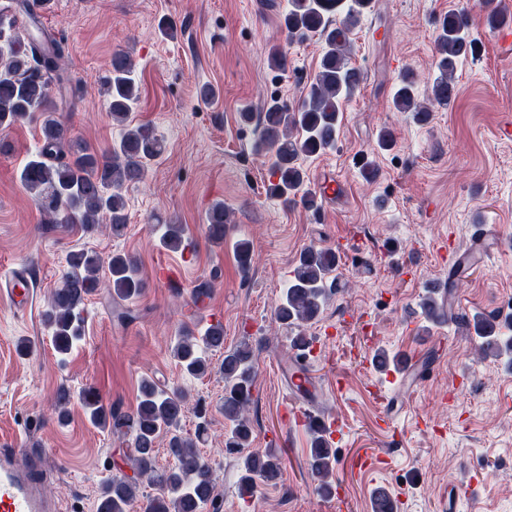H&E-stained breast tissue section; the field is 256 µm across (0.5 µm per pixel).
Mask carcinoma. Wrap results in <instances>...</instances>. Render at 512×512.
I'll list each match as a JSON object with an SVG mask.
<instances>
[{
    "label": "carcinoma",
    "mask_w": 512,
    "mask_h": 512,
    "mask_svg": "<svg viewBox=\"0 0 512 512\" xmlns=\"http://www.w3.org/2000/svg\"><path fill=\"white\" fill-rule=\"evenodd\" d=\"M343 0H288L283 27L288 38L316 35L323 52L319 67L298 105L285 108L277 102L267 104L261 118V133L256 148L269 159L268 191L283 199L288 206L317 207L316 194L306 188L305 173L300 165L304 156L331 150L336 145L339 112L343 101L360 86L361 72L350 63L348 34L359 15L371 8L372 0H351L341 20L336 11ZM469 12L450 10L438 25L436 43L438 74L431 85V97L442 106L456 97L454 75L458 64L476 55V42L470 38ZM8 53L0 50V129L39 114L41 144L20 170V181L31 193L45 224H78L91 233L99 226H109L119 235L128 222L123 190L143 179L148 164L164 152L163 141L145 124L130 125L128 114L139 98L136 64L131 54H112L109 76L105 83L109 115L122 125L119 139L112 148L98 153L85 146L73 134L72 127L58 114L49 86L62 84L64 57L56 40L25 31L7 39ZM392 103L400 112H413L420 121L428 118V110L417 98L413 74H404L397 85ZM208 237L224 242L230 219L222 204H216L206 216ZM160 244L168 250H179L185 242V226L171 219H157ZM238 265L248 273L253 264L250 243L236 244ZM338 260L331 248L304 249L288 281L283 297L275 308L278 322L300 329L315 321L322 313L331 274ZM68 269L52 290L44 320L52 329V342L57 352L66 354L81 337L78 310L88 296L100 287L107 288L113 300H126L140 295L145 281L140 276L137 259L128 254H114L108 261L95 252L81 249L67 258ZM107 268V278L100 271ZM426 318L435 323L455 320L457 316L429 292L422 302ZM479 340L485 356L507 357L512 362V336H504L498 318L476 314L465 319ZM224 351L220 370L224 375V419L230 432L224 447L229 454L242 455L243 474L240 492L251 495L260 481L274 479L280 469L271 453L249 452L252 435L245 411L252 401L255 371L253 353L244 343L224 350V327L209 325L202 336L190 332L180 336L172 347V355L184 373L205 374L210 368L209 353ZM79 400L89 421L109 429L118 437H130L132 452L125 458L131 474L114 477L102 488L98 512H127L137 499L141 481L146 479L158 487V493L147 497L142 512H203L208 506L219 512V498L209 465L203 460L198 443L205 428L197 426L195 436L181 432L186 410L184 391L161 390L148 379L140 384L136 408L122 411L103 404L95 388L79 393ZM310 470L324 495L333 493L332 475L336 449L323 435L319 418L311 419ZM168 435V451L174 467L160 471L156 467L158 438Z\"/></svg>",
    "instance_id": "obj_1"
}]
</instances>
